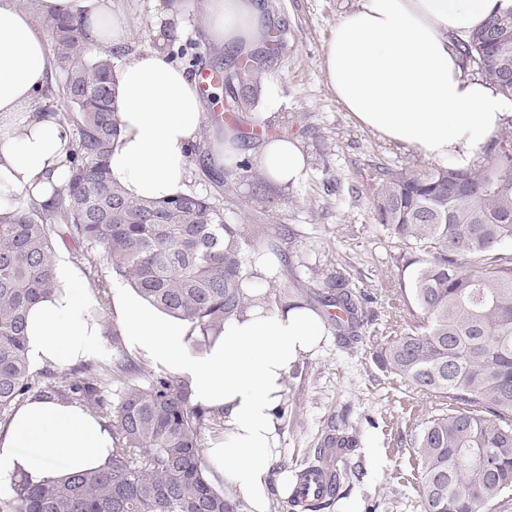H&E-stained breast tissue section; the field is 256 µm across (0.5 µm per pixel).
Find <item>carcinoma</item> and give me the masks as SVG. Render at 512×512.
<instances>
[{
  "label": "carcinoma",
  "mask_w": 512,
  "mask_h": 512,
  "mask_svg": "<svg viewBox=\"0 0 512 512\" xmlns=\"http://www.w3.org/2000/svg\"><path fill=\"white\" fill-rule=\"evenodd\" d=\"M54 39L61 89L41 97L74 127L65 184L48 202L31 200L0 215V422L30 396L76 403L108 421L112 452L105 468L77 471L32 486L24 479L0 493V512H239L202 462L200 433L224 432V418L192 402L188 381L131 359L119 325L105 335L112 355L78 368L34 370L26 355V316L56 288L57 246L89 270L97 309L109 304L106 263L157 310L217 337L224 319L243 311L251 240L229 224L207 195L151 201L129 197L111 180L108 157L120 129L113 54L85 45L81 22L46 20ZM464 64L512 100V8L491 14L458 40ZM261 62L244 58L220 71L229 112L258 101ZM476 167L384 169L372 208L376 223L408 249L402 302L407 328L377 353L381 367L437 407L411 445L417 450L423 512H501L512 495V118ZM266 180L253 202L274 204ZM341 314L336 335L357 337L369 299L339 273L322 289Z\"/></svg>",
  "instance_id": "obj_1"
}]
</instances>
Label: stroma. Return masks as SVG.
Returning <instances> with one entry per match:
<instances>
[{
    "mask_svg": "<svg viewBox=\"0 0 512 512\" xmlns=\"http://www.w3.org/2000/svg\"><path fill=\"white\" fill-rule=\"evenodd\" d=\"M186 3L182 32L169 46L172 56L193 72L221 65L223 51L200 30L201 0ZM262 5L283 45L259 75L256 107L237 113L234 122L247 136L242 143L247 152L260 145L267 130L297 139L309 161L307 175L259 212L252 202L254 179L221 186L197 154L186 189L218 198L228 222L245 225L256 247L279 255L275 300L295 298L319 309L314 290L336 271L372 298V319L359 339L347 343L328 333L319 351L289 373L278 469L298 474L334 424L356 438L351 462L360 476L342 484L323 512H422L415 453L406 438L425 417L426 402L376 360L386 339L405 326L397 293L409 276L406 247L376 223L371 201L379 169L411 170L433 161L361 126L324 83L326 41L357 0H262ZM112 9L127 23L115 62L154 46L153 0H112Z\"/></svg>",
    "mask_w": 512,
    "mask_h": 512,
    "instance_id": "obj_1",
    "label": "stroma"
}]
</instances>
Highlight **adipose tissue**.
I'll return each instance as SVG.
<instances>
[{
  "mask_svg": "<svg viewBox=\"0 0 512 512\" xmlns=\"http://www.w3.org/2000/svg\"><path fill=\"white\" fill-rule=\"evenodd\" d=\"M512 0H360L325 45V83L365 128L427 157L465 168L505 121L504 100L468 75L456 45L494 10ZM184 0H159L152 18L156 48L129 53L116 75L114 107L120 138L109 156L111 178L136 198L163 200L186 191V173L200 139L203 102L197 81L165 45L177 35ZM39 15L82 21L92 52L123 43L126 21L112 0H39ZM37 15L19 0H0V213L49 199L67 177L75 139L58 117L38 114L37 101L53 82V59ZM269 27L259 0H206L208 41L233 54L263 47ZM236 130L211 139L216 167L247 161L262 175L298 183L308 163L299 141L263 142L239 150ZM254 271L243 285L248 305L225 319L202 350L190 346L188 323L116 288L112 307L129 348L187 380L192 399L224 417V434L204 451L234 496L251 512H268L272 493L289 496L295 479L276 471L281 455L280 412L289 372L318 349L325 335L319 314L295 301L273 302L269 287L280 267L270 251L249 256ZM55 292L27 318L30 364L67 367L100 356L104 326L90 312L79 271L55 269ZM112 434L104 419L58 400L30 399L0 429V486L22 477L39 485L79 470L104 467Z\"/></svg>",
  "mask_w": 512,
  "mask_h": 512,
  "instance_id": "1",
  "label": "adipose tissue"
}]
</instances>
